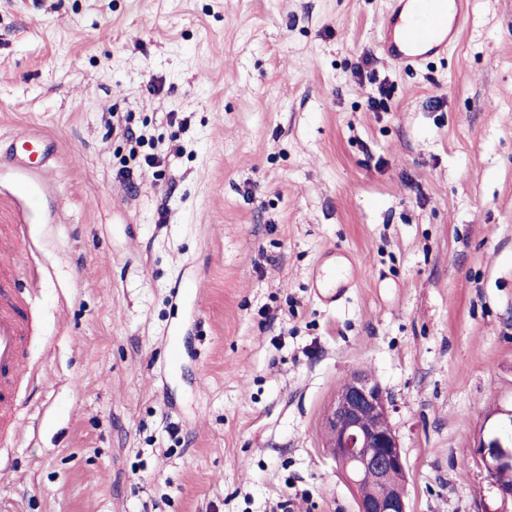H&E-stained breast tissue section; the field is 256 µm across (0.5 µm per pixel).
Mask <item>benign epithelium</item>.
Masks as SVG:
<instances>
[{"mask_svg":"<svg viewBox=\"0 0 512 512\" xmlns=\"http://www.w3.org/2000/svg\"><path fill=\"white\" fill-rule=\"evenodd\" d=\"M390 398L370 373L350 376L331 401L325 418L327 448L338 474L354 489L366 485L370 494H356L357 512H410L403 486L408 468L399 438L389 423ZM509 421L480 435L475 455L496 489L500 506L481 512H506L512 486L496 480L512 467V410Z\"/></svg>","mask_w":512,"mask_h":512,"instance_id":"7a95c632","label":"benign epithelium"}]
</instances>
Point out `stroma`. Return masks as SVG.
Returning a JSON list of instances; mask_svg holds the SVG:
<instances>
[{"mask_svg": "<svg viewBox=\"0 0 512 512\" xmlns=\"http://www.w3.org/2000/svg\"><path fill=\"white\" fill-rule=\"evenodd\" d=\"M385 10L0 0V227L36 320L0 506L355 512L323 420L360 369L410 512L494 502L473 445L512 408V0H471L414 70L381 52ZM117 120L166 156L131 189ZM34 130L46 172L3 159ZM335 267L334 265L331 269L321 267L313 274L315 297L327 306L336 305L341 301L345 297L348 288L341 280L336 282V278L332 274Z\"/></svg>", "mask_w": 512, "mask_h": 512, "instance_id": "1", "label": "stroma"}]
</instances>
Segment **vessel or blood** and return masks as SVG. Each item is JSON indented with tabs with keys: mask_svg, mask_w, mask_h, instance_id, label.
Listing matches in <instances>:
<instances>
[{
	"mask_svg": "<svg viewBox=\"0 0 512 512\" xmlns=\"http://www.w3.org/2000/svg\"><path fill=\"white\" fill-rule=\"evenodd\" d=\"M438 0H393L380 31L386 58L401 68L416 67L428 58L445 54L463 27L467 0H456L454 14L437 7ZM54 153L53 140L30 132L14 139L9 159L23 167L47 166ZM316 299L324 305L341 301L347 292L330 269L313 275ZM30 332L28 304L8 267H0V438L18 424L15 389L26 372V346Z\"/></svg>",
	"mask_w": 512,
	"mask_h": 512,
	"instance_id": "obj_1",
	"label": "vessel or blood"
}]
</instances>
